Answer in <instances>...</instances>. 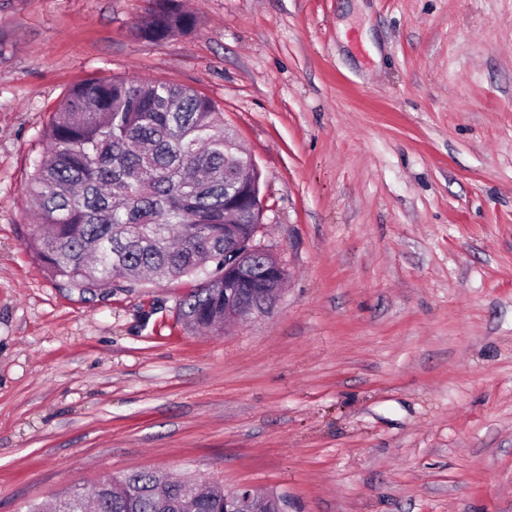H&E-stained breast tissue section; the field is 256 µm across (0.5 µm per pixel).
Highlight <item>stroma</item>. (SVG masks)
Segmentation results:
<instances>
[{"label":"stroma","mask_w":512,"mask_h":512,"mask_svg":"<svg viewBox=\"0 0 512 512\" xmlns=\"http://www.w3.org/2000/svg\"><path fill=\"white\" fill-rule=\"evenodd\" d=\"M0 0V512L150 470L288 512H512V0ZM214 100L260 173L267 313L193 277L86 294L27 242L75 84ZM146 20L138 27L141 36L163 39L182 34L194 27L196 18L184 11L178 0H147Z\"/></svg>","instance_id":"stroma-1"}]
</instances>
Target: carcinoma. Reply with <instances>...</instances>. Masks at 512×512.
<instances>
[{
  "label": "carcinoma",
  "instance_id": "carcinoma-1",
  "mask_svg": "<svg viewBox=\"0 0 512 512\" xmlns=\"http://www.w3.org/2000/svg\"><path fill=\"white\" fill-rule=\"evenodd\" d=\"M141 36L194 27L179 0H147ZM234 137L208 97L163 82L89 79L72 88L45 130L48 149L27 187L38 220L28 240L46 273L83 292L112 289L145 272L182 278L209 265L178 303L186 324L224 326V253L250 228L224 224V205L245 207L251 181L236 177ZM93 512H224V487L114 475L95 490Z\"/></svg>",
  "mask_w": 512,
  "mask_h": 512
}]
</instances>
